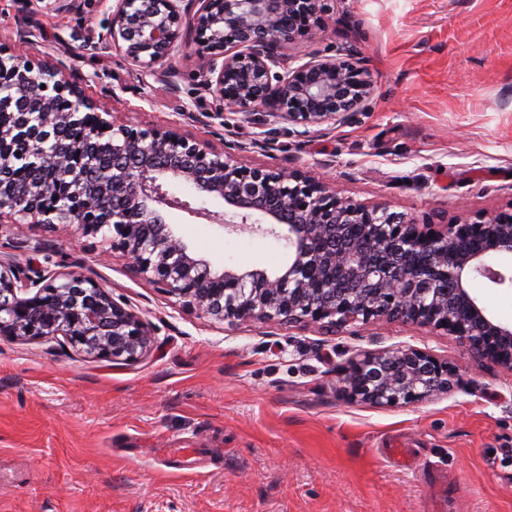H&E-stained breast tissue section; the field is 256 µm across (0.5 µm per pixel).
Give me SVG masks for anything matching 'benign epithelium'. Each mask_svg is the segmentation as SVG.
Returning <instances> with one entry per match:
<instances>
[{
    "mask_svg": "<svg viewBox=\"0 0 512 512\" xmlns=\"http://www.w3.org/2000/svg\"><path fill=\"white\" fill-rule=\"evenodd\" d=\"M329 0H113L102 39L110 49L175 89L168 60L195 45L215 57L208 90L230 114L272 104L282 121L308 128L348 124L365 110L370 72L341 57L315 55L292 65L284 50L326 36ZM50 78L26 92L34 72ZM0 97L17 118L0 122V223L75 224L101 237L107 252L182 306L217 322L288 321L322 327L386 320L413 323L459 339L481 361L512 372V324L497 320L469 288L476 277L512 288V211L434 227L380 206L358 204L336 184L300 169L242 165L177 129L118 122L89 99L63 68L33 66L0 47ZM92 112L97 122L75 150L54 143L55 128ZM25 141L35 178L14 185V145ZM186 184L225 210L194 208L164 189ZM62 211L45 207L48 197ZM180 208L228 233L285 241L288 262L264 268H214L166 224ZM484 241L486 249L467 248ZM69 348L95 360L132 364L154 345L152 327L97 281L74 271L23 270L0 256V337ZM448 362L414 348L353 358L340 391L350 400L410 405L448 392Z\"/></svg>",
    "mask_w": 512,
    "mask_h": 512,
    "instance_id": "1",
    "label": "benign epithelium"
}]
</instances>
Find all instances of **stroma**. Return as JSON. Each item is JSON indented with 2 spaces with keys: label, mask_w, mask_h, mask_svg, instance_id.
<instances>
[{
  "label": "stroma",
  "mask_w": 512,
  "mask_h": 512,
  "mask_svg": "<svg viewBox=\"0 0 512 512\" xmlns=\"http://www.w3.org/2000/svg\"><path fill=\"white\" fill-rule=\"evenodd\" d=\"M111 6L0 0V46L27 35L25 62L64 66L128 123L301 168L360 203L443 223L512 209V0H334L324 39L290 54L350 55L374 93L354 123L306 129L267 106L225 113L205 87L209 54L192 48L171 62L175 89L144 85L99 39ZM165 218L216 268L288 261L274 238ZM0 254L94 278L155 336L132 365L0 338V512H512V373L456 337L384 321L228 326L73 225L0 224ZM395 346L447 361L451 390L392 407L341 395L350 359ZM159 448L191 449L196 468Z\"/></svg>",
  "instance_id": "35a3bbf8"
}]
</instances>
